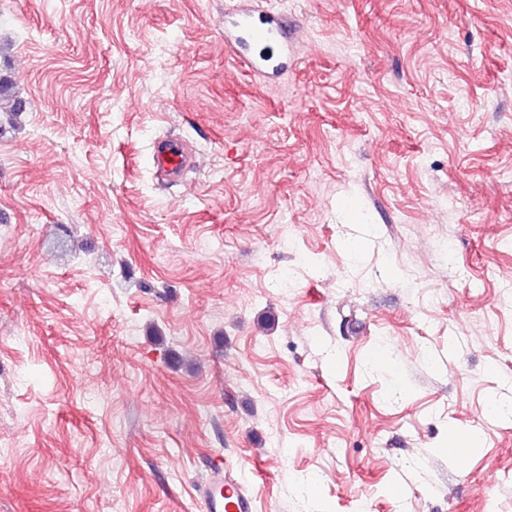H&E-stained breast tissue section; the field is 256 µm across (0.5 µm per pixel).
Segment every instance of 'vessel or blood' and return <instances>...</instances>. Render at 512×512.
<instances>
[{"label":"vessel or blood","mask_w":512,"mask_h":512,"mask_svg":"<svg viewBox=\"0 0 512 512\" xmlns=\"http://www.w3.org/2000/svg\"><path fill=\"white\" fill-rule=\"evenodd\" d=\"M224 45L241 67L266 82L279 80L297 59L294 31L287 14L263 7L261 0H237L224 16ZM152 171L161 184L180 182L192 166V153L182 140L163 136L150 150ZM205 512H252L253 502L238 473L221 457L208 460L198 486Z\"/></svg>","instance_id":"vessel-or-blood-1"}]
</instances>
